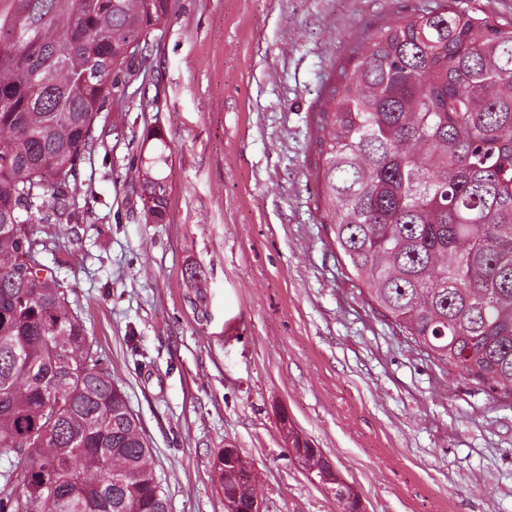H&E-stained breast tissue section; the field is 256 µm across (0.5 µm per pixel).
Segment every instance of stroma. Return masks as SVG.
Segmentation results:
<instances>
[{
  "mask_svg": "<svg viewBox=\"0 0 512 512\" xmlns=\"http://www.w3.org/2000/svg\"><path fill=\"white\" fill-rule=\"evenodd\" d=\"M437 2L172 0L95 122L75 222L33 224L169 512H224L212 463L227 447L263 512H339L291 461L283 409L367 512H512V399L393 332L316 210L311 114L330 79L363 35ZM161 150L155 224L139 174ZM167 187V176L162 175L161 169H159L158 175H150L141 184L140 196L143 208L147 214H152L161 221L164 219L168 207Z\"/></svg>",
  "mask_w": 512,
  "mask_h": 512,
  "instance_id": "stroma-1",
  "label": "stroma"
}]
</instances>
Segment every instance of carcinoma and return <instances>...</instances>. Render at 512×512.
<instances>
[{"instance_id":"cac0c4a2","label":"carcinoma","mask_w":512,"mask_h":512,"mask_svg":"<svg viewBox=\"0 0 512 512\" xmlns=\"http://www.w3.org/2000/svg\"><path fill=\"white\" fill-rule=\"evenodd\" d=\"M171 0H0V512H168L151 447L31 224L70 221L98 115ZM313 113L320 223L374 311L512 398V22L456 0L363 37ZM167 177L144 179L164 219ZM291 447L330 465L288 429ZM218 486L237 490L213 460Z\"/></svg>"}]
</instances>
